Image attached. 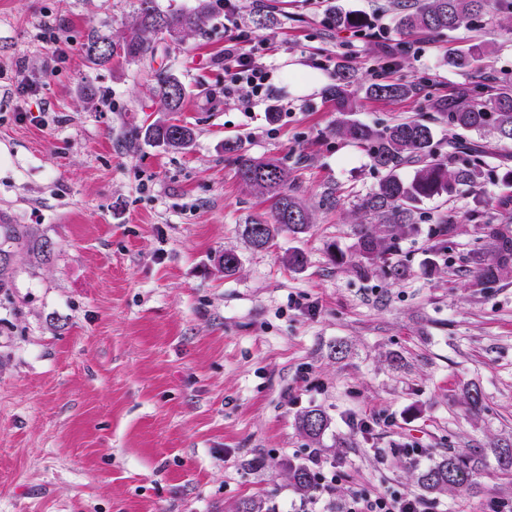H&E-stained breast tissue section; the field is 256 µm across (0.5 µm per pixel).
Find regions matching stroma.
Listing matches in <instances>:
<instances>
[{
  "instance_id": "obj_1",
  "label": "stroma",
  "mask_w": 512,
  "mask_h": 512,
  "mask_svg": "<svg viewBox=\"0 0 512 512\" xmlns=\"http://www.w3.org/2000/svg\"><path fill=\"white\" fill-rule=\"evenodd\" d=\"M403 2L241 0L234 30L215 8L201 32L158 36L151 57L95 65L89 34L119 36L137 0H0V216L51 244L44 260L14 245L0 290V512H236L248 500L307 512L288 466L315 447L343 472L340 496L389 488L436 512L512 504V473L494 453L512 441V277L474 288L464 263L487 245L481 224L512 228V144L432 107L464 86H512V18L407 32ZM331 6L360 28H329ZM380 29L385 40H372ZM233 33L273 71L270 97L249 109L224 94ZM482 39L495 51L479 69L449 66L450 52ZM377 58L388 71L372 73ZM341 64L356 75L358 122L413 119L432 128L440 156L461 138L487 152L476 191L421 203L400 281L330 260L333 248L353 256L357 204L381 178L367 146L336 134L325 90ZM162 70L186 87L168 115L194 132L181 152L141 135L159 117ZM299 72L312 90L291 91ZM377 80L417 91L366 97ZM228 139L288 166L313 213L307 233L248 244L244 224L270 203L237 176ZM447 222L450 238L438 233ZM292 248L304 269L285 263ZM228 249L241 261L230 278L219 264ZM472 388L482 409L464 397ZM310 408L331 421L316 441L296 425ZM450 452L482 457L477 489L425 492L420 473Z\"/></svg>"
}]
</instances>
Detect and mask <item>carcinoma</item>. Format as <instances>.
Wrapping results in <instances>:
<instances>
[{
	"instance_id": "cac0c4a2",
	"label": "carcinoma",
	"mask_w": 512,
	"mask_h": 512,
	"mask_svg": "<svg viewBox=\"0 0 512 512\" xmlns=\"http://www.w3.org/2000/svg\"><path fill=\"white\" fill-rule=\"evenodd\" d=\"M502 8L512 9V0H415L401 6L399 24L409 31L420 30L440 35L462 27ZM210 16V4L199 0L188 11L164 13L156 0H138L135 17L126 25L118 38L93 36L84 45L91 62L105 64L116 57L129 60L142 59L153 53L155 37L167 35L172 39L185 37L203 30ZM494 51L491 41H482L448 58V64L460 71H469L484 55ZM353 82L350 70L345 69L337 82L329 86L325 95L336 103V111L343 119L336 125V135L370 146L375 168L384 172L378 187L365 195L360 210L374 219L362 225L358 233L356 266L366 274L380 263L395 280L408 276L407 267L394 260L400 240L418 232L415 221L417 204L443 193L451 195L463 187H472L481 176L477 159L478 150L466 142L455 146L460 156L455 163H447L432 150L433 130L418 121H405L376 129L350 119L356 102L348 93ZM416 92V87L403 83L373 82L365 86V93L377 98H403ZM154 95L159 99L160 111L178 112L185 99V88L172 73H160L156 78ZM446 113L448 123L467 132L486 128L495 131L499 141L512 142V87L496 88L485 97L463 89L459 94L437 105ZM148 142L170 150H181L192 141V131L185 125L162 119L143 128ZM412 165V173L404 176L403 167ZM237 175L255 194L272 200V220L254 218L245 224V235L256 249L269 247L276 234L286 231L293 236L304 234L312 223V213L306 204L290 193V171L274 158L241 155ZM482 234L488 243L485 251H474L467 258L471 285L486 288L512 275V235L499 224L482 225ZM25 237L18 224H0V253ZM329 419L324 411L312 408L297 417L298 429L306 436L317 439L328 428ZM481 459H464L448 454L421 473L419 481L432 492L450 488L468 492L476 485L478 464ZM289 479L301 491H309L314 482L311 471L301 465L288 467Z\"/></svg>"
}]
</instances>
